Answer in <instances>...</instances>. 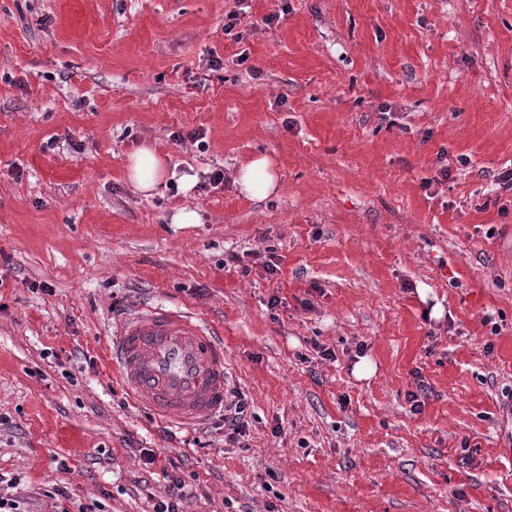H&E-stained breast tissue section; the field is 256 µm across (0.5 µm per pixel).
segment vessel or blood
<instances>
[{
    "instance_id": "obj_1",
    "label": "vessel or blood",
    "mask_w": 512,
    "mask_h": 512,
    "mask_svg": "<svg viewBox=\"0 0 512 512\" xmlns=\"http://www.w3.org/2000/svg\"><path fill=\"white\" fill-rule=\"evenodd\" d=\"M108 359L132 399L170 424L199 423L224 410V336L202 317L164 304L136 306L113 328Z\"/></svg>"
}]
</instances>
